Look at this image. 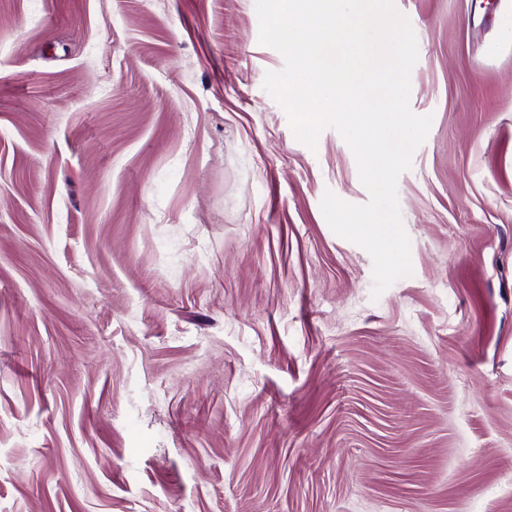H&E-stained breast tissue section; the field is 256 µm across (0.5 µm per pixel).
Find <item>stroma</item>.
I'll return each instance as SVG.
<instances>
[{"instance_id":"stroma-1","label":"stroma","mask_w":512,"mask_h":512,"mask_svg":"<svg viewBox=\"0 0 512 512\" xmlns=\"http://www.w3.org/2000/svg\"><path fill=\"white\" fill-rule=\"evenodd\" d=\"M412 277L262 87L255 0H0V512H512V0H395Z\"/></svg>"}]
</instances>
